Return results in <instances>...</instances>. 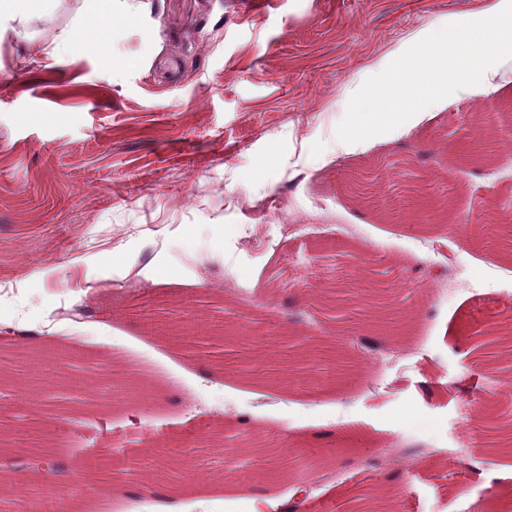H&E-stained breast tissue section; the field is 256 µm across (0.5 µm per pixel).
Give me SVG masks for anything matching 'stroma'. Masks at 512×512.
<instances>
[{
  "mask_svg": "<svg viewBox=\"0 0 512 512\" xmlns=\"http://www.w3.org/2000/svg\"><path fill=\"white\" fill-rule=\"evenodd\" d=\"M149 27L95 22L125 64L89 51L34 61L70 26L58 0L0 45V362L68 346L110 379L109 410L0 397V435L61 448L67 484L95 492L99 457L180 462L176 512H278L325 473L324 512H512V60L402 127L339 140L349 89L414 34L495 0H140ZM498 163L472 159L475 125ZM447 204L445 224L408 202ZM459 251L433 270L435 241ZM155 321L147 329V321ZM245 339L264 369L230 372ZM228 435L215 450L213 438ZM308 448L264 500L269 456ZM93 512H157L115 467Z\"/></svg>",
  "mask_w": 512,
  "mask_h": 512,
  "instance_id": "35a3bbf8",
  "label": "stroma"
}]
</instances>
